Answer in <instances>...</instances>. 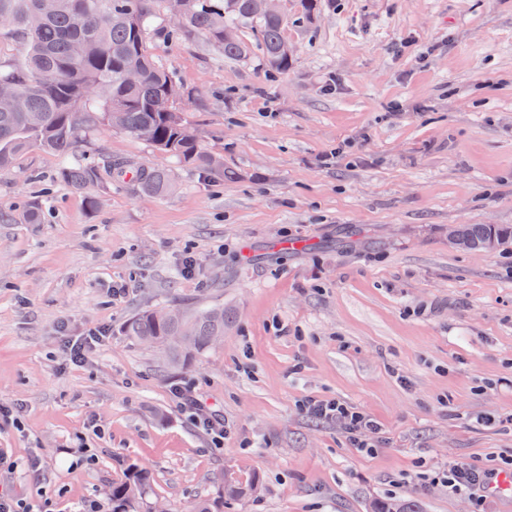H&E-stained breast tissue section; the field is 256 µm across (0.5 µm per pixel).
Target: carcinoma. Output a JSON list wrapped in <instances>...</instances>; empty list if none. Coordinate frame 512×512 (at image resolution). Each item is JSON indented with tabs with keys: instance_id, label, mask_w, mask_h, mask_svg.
Returning a JSON list of instances; mask_svg holds the SVG:
<instances>
[{
	"instance_id": "cac0c4a2",
	"label": "carcinoma",
	"mask_w": 512,
	"mask_h": 512,
	"mask_svg": "<svg viewBox=\"0 0 512 512\" xmlns=\"http://www.w3.org/2000/svg\"><path fill=\"white\" fill-rule=\"evenodd\" d=\"M166 0H0V42L15 43L17 55L0 60V84L13 87L12 110L0 112V172L15 168L17 158L33 149L61 158L57 179L67 185L129 184L144 196H160L173 187L164 168L115 162L80 150L86 134L101 126L141 139L186 167L224 179V162L201 151L183 114L173 107L179 89L175 71L163 65L150 36L169 42L203 37L221 56L241 58L249 31L270 74L288 72L291 55L286 23L262 8V0H184L183 12L164 18ZM237 31L224 40V29ZM461 238L481 250L494 236L509 244L512 225L461 224ZM124 332L145 346L161 350L168 363L181 367L214 348L224 336V306L175 314L147 309L133 315ZM146 468L130 465L103 498L112 512H136L151 490ZM258 489L255 481L233 478L218 483L216 496L197 501L189 512H224V500H244ZM375 512H419L412 500H388Z\"/></svg>"
}]
</instances>
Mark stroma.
<instances>
[{"mask_svg": "<svg viewBox=\"0 0 512 512\" xmlns=\"http://www.w3.org/2000/svg\"><path fill=\"white\" fill-rule=\"evenodd\" d=\"M285 35L293 63L272 77L198 38L160 50L230 179L105 127L86 149L168 169L175 189L76 190L44 150L0 172V452L17 464L0 493L78 512L136 463L172 512L220 474L260 485L224 512H512V487L442 481L460 463L512 472V244L448 239L512 225V0H319ZM173 304L228 320L178 369L123 331ZM92 331L72 363L66 339ZM174 383L223 417V447ZM311 398L377 420L372 451L305 413ZM461 238L468 243L471 250L480 251L485 238L494 236L506 244L512 242V225L500 224H461L457 226ZM455 225L448 227L449 241L459 247H463ZM495 238L488 239L484 244V252H494L500 249L503 243Z\"/></svg>", "mask_w": 512, "mask_h": 512, "instance_id": "stroma-1", "label": "stroma"}]
</instances>
